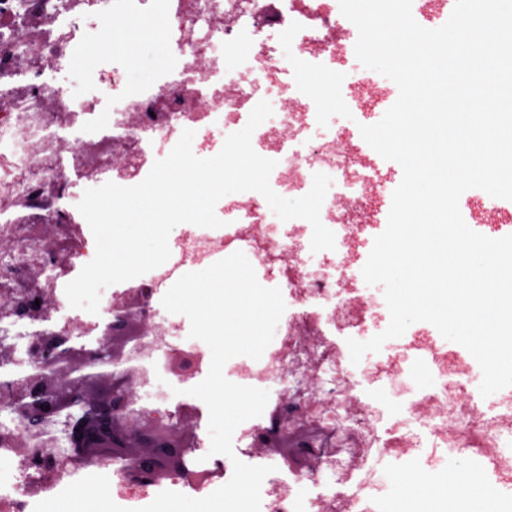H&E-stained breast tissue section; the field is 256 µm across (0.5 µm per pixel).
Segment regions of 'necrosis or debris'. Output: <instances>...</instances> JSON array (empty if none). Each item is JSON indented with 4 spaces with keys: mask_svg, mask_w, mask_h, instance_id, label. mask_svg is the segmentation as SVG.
Instances as JSON below:
<instances>
[{
    "mask_svg": "<svg viewBox=\"0 0 512 512\" xmlns=\"http://www.w3.org/2000/svg\"><path fill=\"white\" fill-rule=\"evenodd\" d=\"M134 14L160 24L169 51L151 77L124 90L112 110L56 81L80 61L90 36L111 35L116 18ZM352 23L338 0H0V288L14 304L47 302L44 336H84L103 343L104 323L73 310L65 294L75 272L95 255L81 214L69 203L77 188L142 182L157 149L173 148L184 130L193 150L208 154L214 128L232 134L244 112L268 101L273 113L252 134L262 157L275 160L270 185L282 197L307 194L317 173L332 183L320 219L335 235L322 261L311 258L312 226L302 218L272 231L258 192L235 193L222 214L224 232L185 231L179 249L142 279L113 287L108 314L139 305L144 325L113 366L133 379L134 394L159 390L133 412L167 423L184 416L197 428L172 485L193 495L227 483L233 464L210 455L199 403L175 396L206 371L208 356L178 343L181 322L160 306L188 267L217 254L243 252L288 292L293 310L277 325L260 359L226 366L240 385L267 390L264 413L241 423L234 438L241 459L271 467L264 512H388L386 488L412 464L480 475L488 488L512 479V395L482 396L475 361L449 350L443 338L419 335L387 347L372 365L353 364L348 339L368 335L387 309L382 286L361 290L359 250L370 227L348 220L388 188L378 154L351 127L327 125L314 99L280 98L285 75L303 64L333 86L346 111H364L378 97L357 76L337 78L336 60L352 52ZM287 33L280 43L279 33ZM19 338L25 367L41 357L44 336L25 320L0 319ZM25 439V453L15 449ZM295 440L294 454L278 445ZM56 424L0 422V512H34L43 498L69 485L76 472ZM41 467H33V460ZM126 460L103 456L88 470L107 476L120 502L152 499L159 483H131Z\"/></svg>",
    "mask_w": 512,
    "mask_h": 512,
    "instance_id": "4bbe7bcc",
    "label": "necrosis or debris"
}]
</instances>
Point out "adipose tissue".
I'll return each mask as SVG.
<instances>
[{
  "instance_id": "adipose-tissue-1",
  "label": "adipose tissue",
  "mask_w": 512,
  "mask_h": 512,
  "mask_svg": "<svg viewBox=\"0 0 512 512\" xmlns=\"http://www.w3.org/2000/svg\"><path fill=\"white\" fill-rule=\"evenodd\" d=\"M412 476L400 479V491L391 493L388 503L389 512H429L433 503H441L446 512H488L489 493L486 489L472 485L471 476L467 471H454L448 483L442 486H432L430 492L424 497H408L403 495V488L412 483ZM469 488V497L466 502H459L456 497L458 486Z\"/></svg>"
}]
</instances>
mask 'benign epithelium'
I'll return each instance as SVG.
<instances>
[{
  "instance_id": "1",
  "label": "benign epithelium",
  "mask_w": 512,
  "mask_h": 512,
  "mask_svg": "<svg viewBox=\"0 0 512 512\" xmlns=\"http://www.w3.org/2000/svg\"><path fill=\"white\" fill-rule=\"evenodd\" d=\"M136 329L129 309L117 323L107 320L109 340L96 352L79 338L51 337L38 371L11 390L9 408L30 427L51 418L60 421L79 460L86 448L122 458L132 454L131 479L148 483L180 471L190 430L181 419L162 425L144 414H125L133 399L126 379L112 373V362Z\"/></svg>"
}]
</instances>
